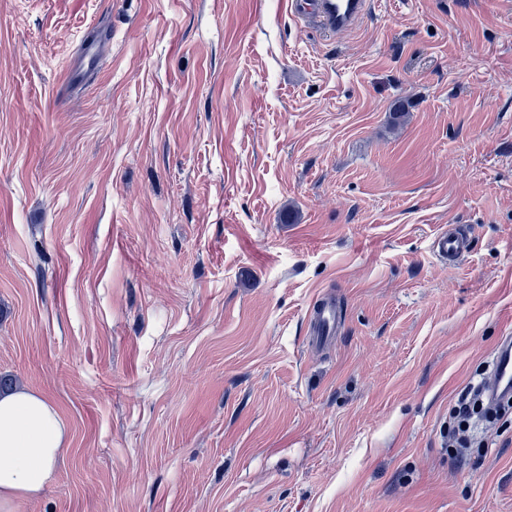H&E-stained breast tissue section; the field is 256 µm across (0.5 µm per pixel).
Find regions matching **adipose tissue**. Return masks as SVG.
<instances>
[{"mask_svg": "<svg viewBox=\"0 0 512 512\" xmlns=\"http://www.w3.org/2000/svg\"><path fill=\"white\" fill-rule=\"evenodd\" d=\"M67 427L37 391L0 395V512L37 498L67 450Z\"/></svg>", "mask_w": 512, "mask_h": 512, "instance_id": "1", "label": "adipose tissue"}]
</instances>
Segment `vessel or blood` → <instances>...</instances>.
Masks as SVG:
<instances>
[{
  "label": "vessel or blood",
  "instance_id": "b4317fda",
  "mask_svg": "<svg viewBox=\"0 0 512 512\" xmlns=\"http://www.w3.org/2000/svg\"><path fill=\"white\" fill-rule=\"evenodd\" d=\"M284 4L295 18L331 36L351 32L369 8V0H284ZM111 43L108 37L83 43L80 56L68 66V82H81L90 71L95 70L106 57ZM470 245L471 239L465 231L444 228L434 235L431 253L453 267L466 259ZM340 319L341 311L335 299L328 297L317 302L310 314L309 346L319 350L330 345L335 339ZM488 383L491 397L512 394L511 336L503 337L498 346Z\"/></svg>",
  "mask_w": 512,
  "mask_h": 512
}]
</instances>
